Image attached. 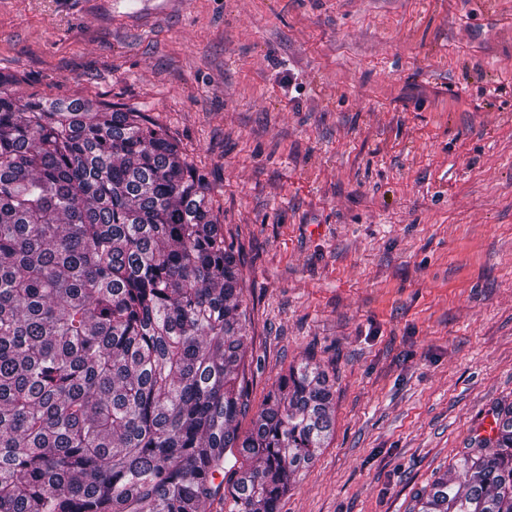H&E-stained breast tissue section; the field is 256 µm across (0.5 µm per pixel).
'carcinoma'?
<instances>
[{"label": "carcinoma", "mask_w": 512, "mask_h": 512, "mask_svg": "<svg viewBox=\"0 0 512 512\" xmlns=\"http://www.w3.org/2000/svg\"><path fill=\"white\" fill-rule=\"evenodd\" d=\"M4 83L0 512H278L330 429L331 386L289 367L238 434L248 318L204 175L141 112ZM503 414L417 512H512Z\"/></svg>", "instance_id": "cac0c4a2"}]
</instances>
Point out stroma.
<instances>
[{
    "label": "stroma",
    "mask_w": 512,
    "mask_h": 512,
    "mask_svg": "<svg viewBox=\"0 0 512 512\" xmlns=\"http://www.w3.org/2000/svg\"><path fill=\"white\" fill-rule=\"evenodd\" d=\"M12 94L145 113L209 180L250 327L331 427L279 512H411L512 404V0H0Z\"/></svg>",
    "instance_id": "35a3bbf8"
}]
</instances>
